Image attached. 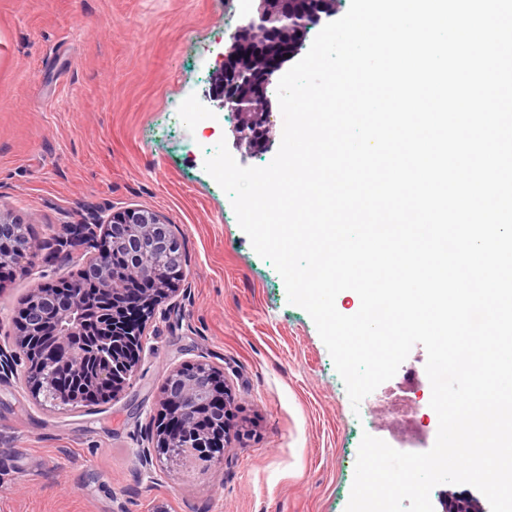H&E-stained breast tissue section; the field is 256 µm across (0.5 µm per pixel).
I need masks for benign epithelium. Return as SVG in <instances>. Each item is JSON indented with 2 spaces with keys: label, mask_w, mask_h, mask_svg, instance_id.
<instances>
[{
  "label": "benign epithelium",
  "mask_w": 512,
  "mask_h": 512,
  "mask_svg": "<svg viewBox=\"0 0 512 512\" xmlns=\"http://www.w3.org/2000/svg\"><path fill=\"white\" fill-rule=\"evenodd\" d=\"M231 44L225 48L224 63L217 79L213 101L220 111L250 119L251 129L232 128L233 146L244 155L253 153L271 138L270 114L273 101L268 87L273 76L301 48L308 32L322 21L335 16L330 0H250ZM88 244L96 254L81 263L79 278L64 295L58 308L53 332L55 344L44 343L40 307L55 304L53 292L44 286L31 289L23 300L14 332L0 342V380L15 378L31 389L35 401L49 399L40 395L34 381L58 367L69 369L79 386L60 397L76 410L101 393L116 397L124 392L135 376L144 351V331L158 312L175 310V298L184 293L177 278L181 277L183 247L174 226L158 215L129 209L112 217L106 224H67L46 242L54 255L70 261L73 249ZM123 247L127 252L125 268L112 274L108 266L110 249ZM42 250V245L19 242L0 234V257L18 254L21 261ZM163 261L173 268L171 285L160 291L149 290L138 300L139 321L127 318L126 279L142 278L144 269ZM93 313L100 320L96 343L90 347L74 341L81 335L84 317ZM26 368L18 372L20 360ZM202 370L186 372L171 369L156 406L150 411L153 421L145 436L146 445L135 456L147 475L153 474L154 460L167 448L206 457L213 434L197 428L195 411L224 427L225 444L232 439L226 412L215 407L230 400L224 383V369L201 363ZM441 512H479L478 502L470 498H438Z\"/></svg>",
  "instance_id": "obj_1"
}]
</instances>
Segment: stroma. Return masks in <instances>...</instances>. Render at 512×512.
Segmentation results:
<instances>
[{
	"mask_svg": "<svg viewBox=\"0 0 512 512\" xmlns=\"http://www.w3.org/2000/svg\"><path fill=\"white\" fill-rule=\"evenodd\" d=\"M241 0H0V210L36 242L141 209L185 242L177 312L149 326L126 392L92 407L0 382V512H345L363 434L435 439L427 353L352 407L309 314L253 250L205 171L237 118L211 96ZM0 288V338L22 298L76 278L47 260ZM223 367L233 439L210 468L141 475L134 450L171 368Z\"/></svg>",
	"mask_w": 512,
	"mask_h": 512,
	"instance_id": "obj_1",
	"label": "stroma"
}]
</instances>
